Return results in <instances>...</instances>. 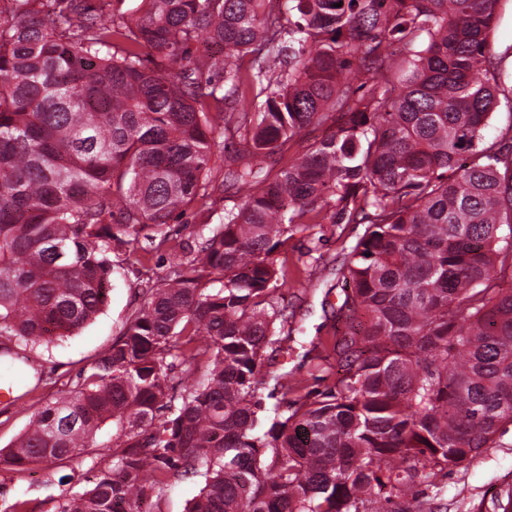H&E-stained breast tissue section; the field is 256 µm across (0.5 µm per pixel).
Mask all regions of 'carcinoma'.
<instances>
[{
  "label": "carcinoma",
  "instance_id": "cac0c4a2",
  "mask_svg": "<svg viewBox=\"0 0 512 512\" xmlns=\"http://www.w3.org/2000/svg\"><path fill=\"white\" fill-rule=\"evenodd\" d=\"M0 14V336L77 334L112 254L246 192L169 247L122 338L4 456L106 458L60 512H136L201 472L188 512H424L396 498L512 425V86L499 0H10ZM206 36L221 48L198 56ZM350 73L359 84L344 80ZM263 98L254 105L249 94ZM334 131L266 182L254 160ZM234 146L211 166L217 142ZM364 224L345 254L343 368L273 416L258 396L288 284L273 255L310 218ZM210 364L172 394L177 360ZM497 27L490 37L491 46L501 51L512 44V0L500 1L498 4ZM506 103V100L501 98L500 106L495 111L490 125L485 130V137L488 140H492L498 137L501 132L505 131L512 124V111ZM332 131V121H324L320 124H312L304 132L301 141L295 143L289 150L285 160H289L301 153L308 145L314 144L327 136Z\"/></svg>",
  "mask_w": 512,
  "mask_h": 512
}]
</instances>
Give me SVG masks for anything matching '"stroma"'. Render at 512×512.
<instances>
[{
    "label": "stroma",
    "mask_w": 512,
    "mask_h": 512,
    "mask_svg": "<svg viewBox=\"0 0 512 512\" xmlns=\"http://www.w3.org/2000/svg\"><path fill=\"white\" fill-rule=\"evenodd\" d=\"M361 224H310L294 232L280 260L288 268V284L279 289V302L288 309V323L277 328L282 350L266 360L273 374L290 373L298 387L293 396L303 399L333 387L339 363L337 335L345 326L340 306L344 283L340 279L343 251L363 235ZM119 267L107 305L77 335L46 348H29L0 336V348L28 359L29 382L21 399L0 397V449L8 448L30 426L34 412L46 402L65 395L88 368L118 341L128 320L144 301L143 287L166 273L165 251H153L144 264L113 258ZM105 462L94 454L46 468L0 464V512H11L23 502L27 512H58L66 493L90 488ZM204 484L200 474L173 477L160 489L146 492L149 512H187L189 501ZM512 488V429L495 448L483 449L466 467L444 477L439 487H422L421 498L435 512H492L491 496Z\"/></svg>",
    "instance_id": "stroma-1"
}]
</instances>
